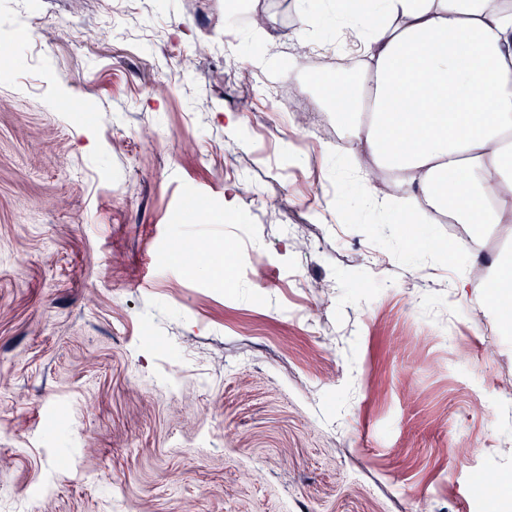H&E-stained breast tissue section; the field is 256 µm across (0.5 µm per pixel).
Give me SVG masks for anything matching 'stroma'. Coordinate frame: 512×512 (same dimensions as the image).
Instances as JSON below:
<instances>
[{
    "label": "stroma",
    "mask_w": 512,
    "mask_h": 512,
    "mask_svg": "<svg viewBox=\"0 0 512 512\" xmlns=\"http://www.w3.org/2000/svg\"><path fill=\"white\" fill-rule=\"evenodd\" d=\"M22 3L0 0V512H512V325L480 287L512 238L368 203L290 117L335 126L315 72L276 71L275 105L226 78L287 58L296 0Z\"/></svg>",
    "instance_id": "stroma-1"
}]
</instances>
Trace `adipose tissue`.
Returning <instances> with one entry per match:
<instances>
[{"mask_svg": "<svg viewBox=\"0 0 512 512\" xmlns=\"http://www.w3.org/2000/svg\"><path fill=\"white\" fill-rule=\"evenodd\" d=\"M301 34L346 28L364 77L325 90L354 172L387 171L364 191L393 221L487 224L512 237V0H337L301 6ZM485 282L512 323V255Z\"/></svg>", "mask_w": 512, "mask_h": 512, "instance_id": "1", "label": "adipose tissue"}]
</instances>
